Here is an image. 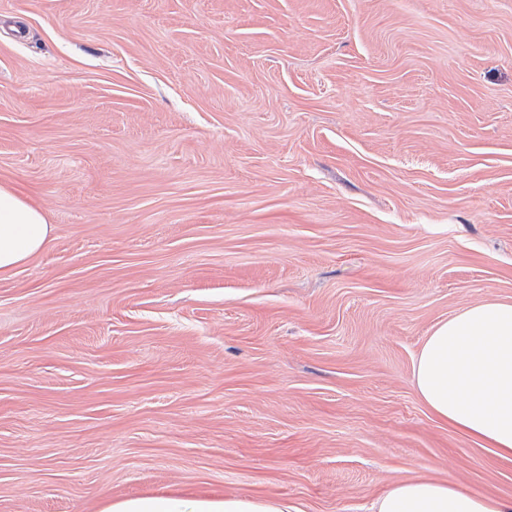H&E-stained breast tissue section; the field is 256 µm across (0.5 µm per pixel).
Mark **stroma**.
Instances as JSON below:
<instances>
[{
    "instance_id": "1",
    "label": "stroma",
    "mask_w": 512,
    "mask_h": 512,
    "mask_svg": "<svg viewBox=\"0 0 512 512\" xmlns=\"http://www.w3.org/2000/svg\"><path fill=\"white\" fill-rule=\"evenodd\" d=\"M0 182V512L512 498L412 383L512 302V0H0ZM51 225L42 209L11 183H0V277L40 252L48 243ZM374 512H511L512 498L466 492L450 482L414 478L392 484L373 505ZM294 509V510H291ZM103 512H299L275 498L150 496L117 501Z\"/></svg>"
}]
</instances>
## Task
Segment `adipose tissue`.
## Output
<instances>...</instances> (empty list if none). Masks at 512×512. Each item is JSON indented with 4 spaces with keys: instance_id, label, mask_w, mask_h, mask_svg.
Returning a JSON list of instances; mask_svg holds the SVG:
<instances>
[{
    "instance_id": "adipose-tissue-1",
    "label": "adipose tissue",
    "mask_w": 512,
    "mask_h": 512,
    "mask_svg": "<svg viewBox=\"0 0 512 512\" xmlns=\"http://www.w3.org/2000/svg\"><path fill=\"white\" fill-rule=\"evenodd\" d=\"M51 226L13 184L0 183V277L40 252ZM417 394L429 412L480 447L512 459V302L471 303L425 336L413 363ZM374 512H512V498L466 492L452 483L414 478L392 484ZM104 512H292L275 498L150 496L110 504Z\"/></svg>"
}]
</instances>
